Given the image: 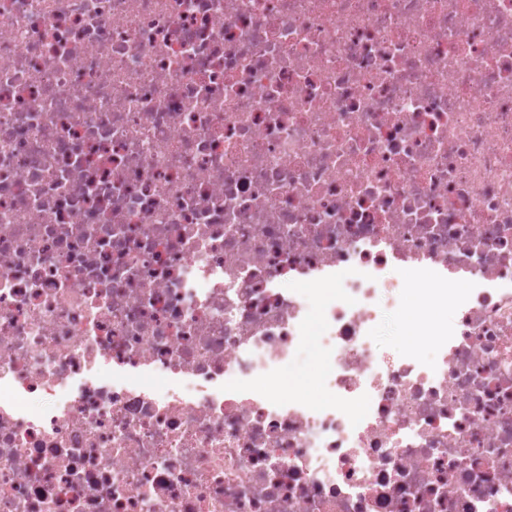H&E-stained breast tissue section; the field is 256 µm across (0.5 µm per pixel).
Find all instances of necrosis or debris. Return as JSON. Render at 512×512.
Returning <instances> with one entry per match:
<instances>
[{
  "label": "necrosis or debris",
  "mask_w": 512,
  "mask_h": 512,
  "mask_svg": "<svg viewBox=\"0 0 512 512\" xmlns=\"http://www.w3.org/2000/svg\"><path fill=\"white\" fill-rule=\"evenodd\" d=\"M0 512H512V0H0ZM397 307L388 314V320L381 329L378 344L383 350H396L403 352L408 348L415 349L427 356H431V349L422 336H414L415 332L409 321L407 312L415 303L414 293L407 291L400 296L395 292ZM292 378H299L300 381L296 385H300L301 389L308 391L314 399L320 400L324 398V392L319 386L320 365L313 342H311L301 358L286 365L281 370L275 383V390L278 385L286 390H276V392L281 395H288V386H291L289 379L291 380Z\"/></svg>",
  "instance_id": "necrosis-or-debris-1"
}]
</instances>
